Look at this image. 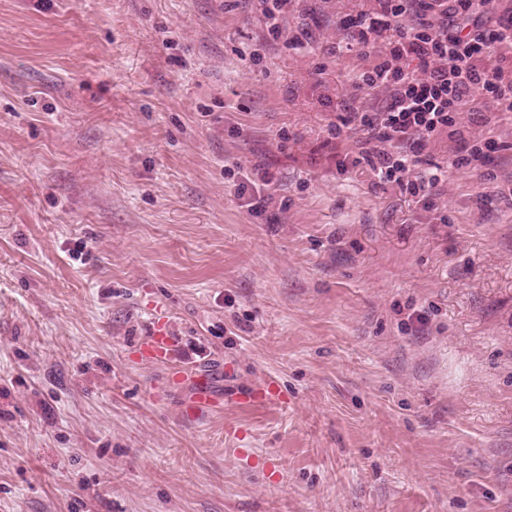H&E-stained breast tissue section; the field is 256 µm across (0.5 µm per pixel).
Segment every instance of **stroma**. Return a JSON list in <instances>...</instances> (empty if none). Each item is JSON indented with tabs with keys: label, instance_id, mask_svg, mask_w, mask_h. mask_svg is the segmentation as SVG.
I'll return each instance as SVG.
<instances>
[{
	"label": "stroma",
	"instance_id": "35a3bbf8",
	"mask_svg": "<svg viewBox=\"0 0 512 512\" xmlns=\"http://www.w3.org/2000/svg\"><path fill=\"white\" fill-rule=\"evenodd\" d=\"M374 6L0 0V512H512V202L448 135L431 212L331 135ZM163 321L153 327L148 336L141 340L142 358L147 362L159 363L166 361L175 347V338L163 328ZM224 397L217 394L206 382H198L190 401L191 410L199 412L206 409H221Z\"/></svg>",
	"mask_w": 512,
	"mask_h": 512
}]
</instances>
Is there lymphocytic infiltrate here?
I'll return each instance as SVG.
<instances>
[{
  "instance_id": "1",
  "label": "lymphocytic infiltrate",
  "mask_w": 512,
  "mask_h": 512,
  "mask_svg": "<svg viewBox=\"0 0 512 512\" xmlns=\"http://www.w3.org/2000/svg\"><path fill=\"white\" fill-rule=\"evenodd\" d=\"M491 0H375L372 10L342 23L351 46L371 56L377 41L385 52L356 80L358 88L383 89L379 108L353 112L342 126L363 132L359 154L384 183L402 187L424 207H433L432 190L441 167L416 174L429 144L441 134L454 136L461 153L454 166L488 165L493 139H467L459 124L462 111L495 110L486 122L512 116V71L486 65L492 50L512 46V16L487 26Z\"/></svg>"
}]
</instances>
